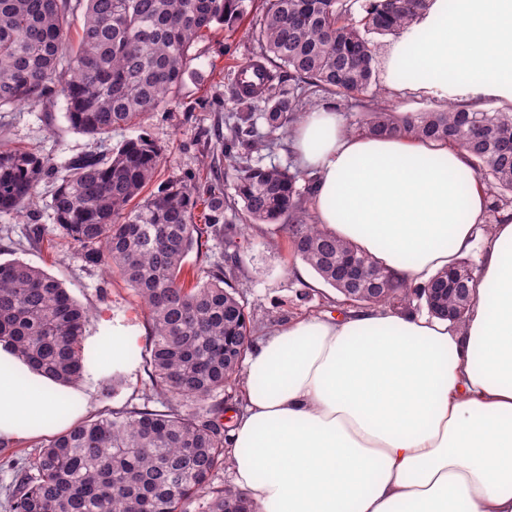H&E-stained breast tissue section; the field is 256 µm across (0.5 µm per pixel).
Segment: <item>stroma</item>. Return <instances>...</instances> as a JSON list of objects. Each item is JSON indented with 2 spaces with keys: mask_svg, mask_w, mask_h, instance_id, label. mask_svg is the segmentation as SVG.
I'll return each mask as SVG.
<instances>
[{
  "mask_svg": "<svg viewBox=\"0 0 512 512\" xmlns=\"http://www.w3.org/2000/svg\"><path fill=\"white\" fill-rule=\"evenodd\" d=\"M262 8L263 0H247L246 13L234 29L217 25L196 40L190 49L191 62L170 103L151 113L140 126L114 130L104 139L80 133L71 128L66 102L59 95L0 112V143L35 150L61 165L79 155L108 152L126 139L144 135L162 151L155 184L175 176L191 177L218 184L226 198H234L233 183L225 178L223 166L215 163L212 150L216 133L226 132L230 117L240 110L233 92L241 65L253 60L259 51L255 34ZM53 189L52 181L44 180L27 212H0V263L19 260L44 270L88 309L86 355H93L94 337L106 331L131 330L137 334V346L122 364L123 383L115 396L101 395L105 372L88 366L80 383L79 418L108 415L127 405L163 410L162 398L141 399L149 381L143 354L150 323L140 301L118 275L106 274L78 258L54 223L49 207ZM237 230L246 311L256 326L268 328L296 317L333 311L335 290L300 258L292 256L279 226L241 221ZM49 438V433L38 432L0 447V512H9L7 495L15 475L7 468V461L28 462Z\"/></svg>",
  "mask_w": 512,
  "mask_h": 512,
  "instance_id": "1",
  "label": "stroma"
}]
</instances>
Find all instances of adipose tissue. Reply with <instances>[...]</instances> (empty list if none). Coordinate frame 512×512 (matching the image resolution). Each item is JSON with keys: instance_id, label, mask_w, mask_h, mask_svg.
<instances>
[{"instance_id": "adipose-tissue-1", "label": "adipose tissue", "mask_w": 512, "mask_h": 512, "mask_svg": "<svg viewBox=\"0 0 512 512\" xmlns=\"http://www.w3.org/2000/svg\"><path fill=\"white\" fill-rule=\"evenodd\" d=\"M402 96L512 106V0H429L385 46ZM315 224L422 287L476 244L463 322L341 300L244 360L226 456L253 512H512V221L467 154L351 130L327 102L290 140ZM77 390L0 343V438L71 426Z\"/></svg>"}]
</instances>
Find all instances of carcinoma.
Masks as SVG:
<instances>
[{
  "label": "carcinoma",
  "mask_w": 512,
  "mask_h": 512,
  "mask_svg": "<svg viewBox=\"0 0 512 512\" xmlns=\"http://www.w3.org/2000/svg\"><path fill=\"white\" fill-rule=\"evenodd\" d=\"M360 4V16L354 5ZM84 6L77 49L69 51V15ZM426 0H265L258 31L262 87L235 90L238 103L261 99L268 133L288 131L318 92L366 93L360 127L444 141L465 151L493 201L512 208V113L457 108L401 115L379 100L374 36L396 33ZM245 0H0V109L64 96L71 127L106 136L168 105L192 44L215 24L234 27ZM268 147L254 115L238 113L221 152L243 203L237 212L211 184L173 178L143 200L161 163L151 140L130 139L108 154H85L62 167L33 150L0 146V212L21 213L44 177L56 182L50 208L57 229L86 263L120 275L151 325L144 355L147 390L166 410L124 407L89 417L52 437L16 470L10 512H251L244 492L215 487L226 463L224 412L240 398L224 388L242 379L251 343L239 291L234 211L251 224H279L292 254L333 288L336 268L356 260L362 280L343 293L359 303L404 302L413 294L445 316L448 272L423 290L390 274L356 245L314 224L301 171L262 166ZM204 206L205 229L196 224ZM224 246L225 264L189 288L188 254L202 236ZM87 310L62 284L22 261L0 263V342L32 370L68 385L87 369Z\"/></svg>",
  "instance_id": "cac0c4a2"
}]
</instances>
